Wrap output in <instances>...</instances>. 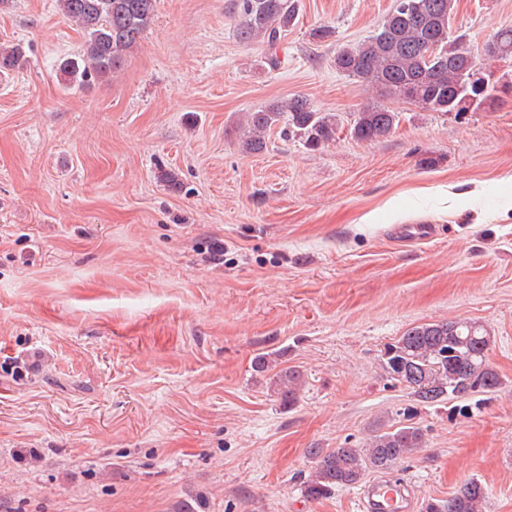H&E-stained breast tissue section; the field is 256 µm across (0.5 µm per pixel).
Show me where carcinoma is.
<instances>
[{"instance_id": "carcinoma-1", "label": "carcinoma", "mask_w": 512, "mask_h": 512, "mask_svg": "<svg viewBox=\"0 0 512 512\" xmlns=\"http://www.w3.org/2000/svg\"><path fill=\"white\" fill-rule=\"evenodd\" d=\"M62 14L84 32L83 53L60 62L59 70L72 87L112 77L153 24L157 0H58ZM239 18L236 37L241 43L275 46L293 27L297 0H233ZM455 0H394L381 23L363 40L340 47L336 70L368 89L402 100L422 112L442 115L480 112L495 105L500 94L512 92V76L494 77L492 63L512 59V25L494 33L495 48L473 49L455 23ZM26 55L22 43L0 49V72L13 70ZM400 113L368 103L349 122L351 137L374 142L392 133ZM248 133L242 149L259 154L266 133L278 126L317 150L336 141L343 129L335 112H318L302 96L277 100L246 113ZM494 343L477 321L449 320L413 326L388 344L383 370L402 384L419 406H433L476 393H494L501 386L487 352ZM303 375L291 367L269 378V389L290 409L300 398ZM407 409L404 422L376 430L360 448H311L315 460L304 482L306 498H328L353 487L372 471L389 468L424 447L425 433ZM488 490L472 479L445 500L430 501L425 512H483Z\"/></svg>"}]
</instances>
